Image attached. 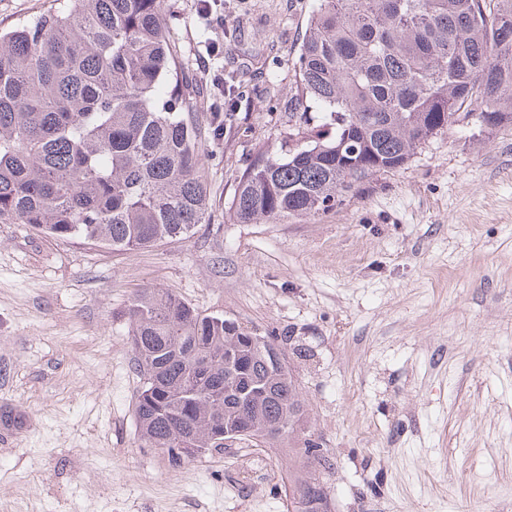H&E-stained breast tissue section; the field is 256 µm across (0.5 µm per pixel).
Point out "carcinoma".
Segmentation results:
<instances>
[{
  "mask_svg": "<svg viewBox=\"0 0 512 512\" xmlns=\"http://www.w3.org/2000/svg\"><path fill=\"white\" fill-rule=\"evenodd\" d=\"M163 4L62 0L0 29V224L119 251L205 223L194 87L178 79ZM294 83L288 110L305 128L236 175L238 224L336 207L361 180L403 168L459 112L512 125V0H316ZM128 316L145 379L139 439L170 465L230 440L272 446L302 422L267 337L151 288ZM289 490L291 512H330L321 478L295 474Z\"/></svg>",
  "mask_w": 512,
  "mask_h": 512,
  "instance_id": "carcinoma-1",
  "label": "carcinoma"
}]
</instances>
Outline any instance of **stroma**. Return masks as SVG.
<instances>
[{
	"instance_id": "obj_1",
	"label": "stroma",
	"mask_w": 512,
	"mask_h": 512,
	"mask_svg": "<svg viewBox=\"0 0 512 512\" xmlns=\"http://www.w3.org/2000/svg\"><path fill=\"white\" fill-rule=\"evenodd\" d=\"M316 0H165L195 82L209 221L115 251L0 224V512H288L328 459L332 512H512V125L468 119L333 210L237 224L234 178L288 138L292 64ZM217 40L232 95L197 64ZM220 101L224 127L211 105ZM154 288L283 351L307 405L274 448L171 466L141 447L125 310Z\"/></svg>"
}]
</instances>
